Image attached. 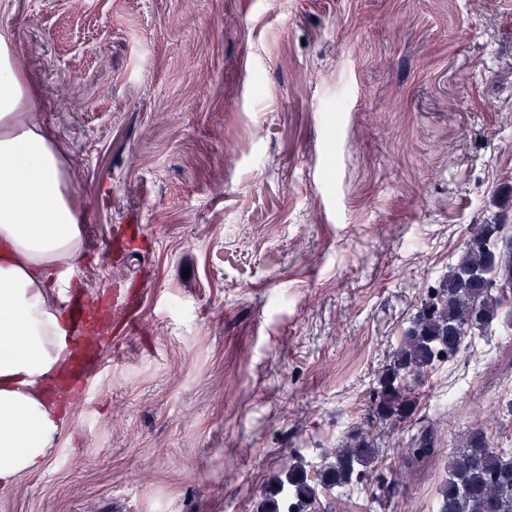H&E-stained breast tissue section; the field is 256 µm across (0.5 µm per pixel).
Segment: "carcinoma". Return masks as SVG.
Returning <instances> with one entry per match:
<instances>
[{
    "instance_id": "cac0c4a2",
    "label": "carcinoma",
    "mask_w": 512,
    "mask_h": 512,
    "mask_svg": "<svg viewBox=\"0 0 512 512\" xmlns=\"http://www.w3.org/2000/svg\"><path fill=\"white\" fill-rule=\"evenodd\" d=\"M502 230L501 224L470 227L457 260L420 300L378 378L376 413L411 431L400 458L408 470L436 451L432 427L413 420L418 408L414 388L436 363L456 357L466 339L490 335L504 315L512 325V311L505 310L512 291V246L498 244ZM463 437L445 464L436 512H512V448L491 444L482 429L468 430ZM378 457L374 438L353 431L331 452L316 480L299 463L275 477L261 512H283L288 496L295 501L294 512H311L319 489H334L342 497L344 490L363 483Z\"/></svg>"
}]
</instances>
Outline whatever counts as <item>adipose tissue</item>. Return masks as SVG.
I'll use <instances>...</instances> for the list:
<instances>
[{
	"label": "adipose tissue",
	"mask_w": 512,
	"mask_h": 512,
	"mask_svg": "<svg viewBox=\"0 0 512 512\" xmlns=\"http://www.w3.org/2000/svg\"><path fill=\"white\" fill-rule=\"evenodd\" d=\"M29 96L0 33V491L45 465L60 429L46 393L69 338L46 281L73 275L82 244L60 151L22 112Z\"/></svg>",
	"instance_id": "1"
}]
</instances>
